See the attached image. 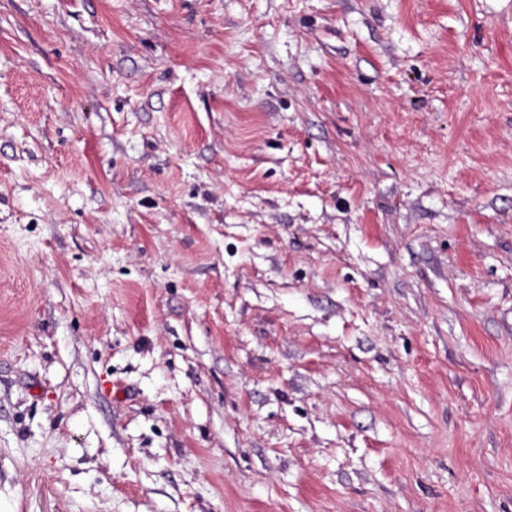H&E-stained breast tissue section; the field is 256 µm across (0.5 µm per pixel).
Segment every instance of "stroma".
Listing matches in <instances>:
<instances>
[{
    "label": "stroma",
    "instance_id": "stroma-1",
    "mask_svg": "<svg viewBox=\"0 0 512 512\" xmlns=\"http://www.w3.org/2000/svg\"><path fill=\"white\" fill-rule=\"evenodd\" d=\"M0 512H512V0H0Z\"/></svg>",
    "mask_w": 512,
    "mask_h": 512
}]
</instances>
